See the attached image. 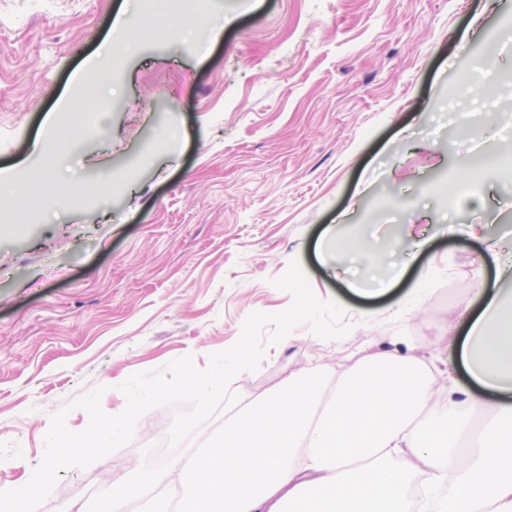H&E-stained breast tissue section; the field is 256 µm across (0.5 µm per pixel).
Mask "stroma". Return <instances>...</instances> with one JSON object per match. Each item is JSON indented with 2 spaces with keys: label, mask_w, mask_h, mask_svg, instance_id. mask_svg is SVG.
Returning a JSON list of instances; mask_svg holds the SVG:
<instances>
[{
  "label": "stroma",
  "mask_w": 512,
  "mask_h": 512,
  "mask_svg": "<svg viewBox=\"0 0 512 512\" xmlns=\"http://www.w3.org/2000/svg\"><path fill=\"white\" fill-rule=\"evenodd\" d=\"M136 20V52L110 53ZM101 63L110 110L60 124ZM466 71L474 85L457 89ZM66 137L80 142L67 155ZM498 153L512 154V0H206L186 15L0 0V177L19 190L0 232V488L29 481L51 414L75 397L104 387L102 409L119 413L131 375L186 355L206 367L251 313L287 309L272 280L294 259L352 329L323 340L297 326L233 380L240 398L359 351L437 355L482 289L512 300L498 274L512 169L488 182L471 169ZM448 180L470 184L466 203L438 192ZM73 182L91 199L45 206V189ZM339 237L367 240L363 258L336 254ZM384 259L405 268L395 287L351 294L379 288ZM143 447L62 470L37 512L107 499Z\"/></svg>",
  "instance_id": "obj_1"
}]
</instances>
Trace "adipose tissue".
<instances>
[{
	"label": "adipose tissue",
	"mask_w": 512,
	"mask_h": 512,
	"mask_svg": "<svg viewBox=\"0 0 512 512\" xmlns=\"http://www.w3.org/2000/svg\"><path fill=\"white\" fill-rule=\"evenodd\" d=\"M459 366L473 390L447 386ZM475 412L489 423L463 458L455 440ZM418 475L443 486L439 512H512V307L496 292L439 358L382 350L300 369L225 420L217 443L136 472L112 498L176 482L181 512H429L407 494Z\"/></svg>",
	"instance_id": "ef3b65f1"
}]
</instances>
